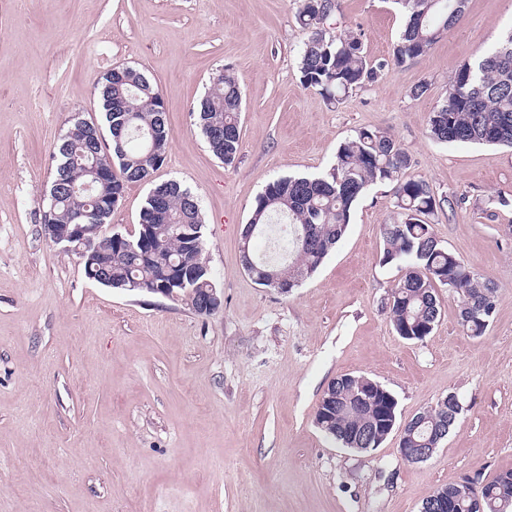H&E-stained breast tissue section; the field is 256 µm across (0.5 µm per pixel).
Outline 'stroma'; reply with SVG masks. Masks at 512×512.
<instances>
[{
	"label": "stroma",
	"mask_w": 512,
	"mask_h": 512,
	"mask_svg": "<svg viewBox=\"0 0 512 512\" xmlns=\"http://www.w3.org/2000/svg\"><path fill=\"white\" fill-rule=\"evenodd\" d=\"M296 0H0V512H420L437 488L512 470V148L445 144L429 118L460 64L512 28V0H469L425 55L326 103L300 80L308 37ZM404 18L392 0H339L331 36L358 34L391 58ZM157 84L169 145L129 184L108 231L137 233L153 185L198 197L224 307L201 316L160 295L88 281L42 231L40 197L75 113L99 119L95 90L115 67ZM242 92L232 164L193 111L213 77ZM421 95H414L418 85ZM390 133L405 176L442 204L439 241L497 286L486 333L467 336L457 294L438 288L425 340L394 332L401 269L383 261L393 184L370 185L323 264L283 295L241 262V231L266 184L317 177L356 131ZM364 374L398 401L397 422L455 394L454 428L430 459L339 447L315 426L328 384Z\"/></svg>",
	"instance_id": "1"
}]
</instances>
